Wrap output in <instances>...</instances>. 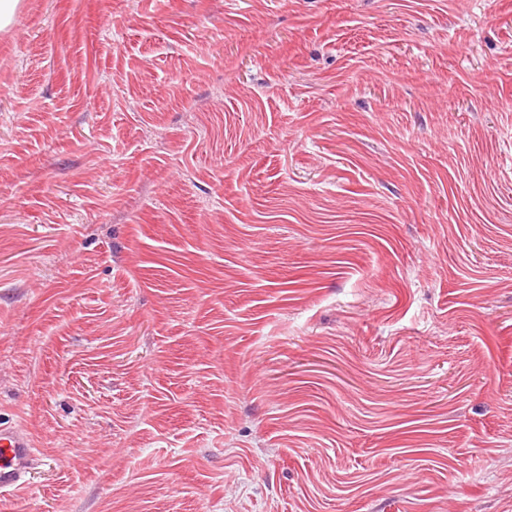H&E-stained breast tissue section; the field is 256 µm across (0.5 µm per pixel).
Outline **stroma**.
Wrapping results in <instances>:
<instances>
[{"label":"stroma","instance_id":"obj_1","mask_svg":"<svg viewBox=\"0 0 512 512\" xmlns=\"http://www.w3.org/2000/svg\"><path fill=\"white\" fill-rule=\"evenodd\" d=\"M0 512H512V0H21ZM37 448L24 426L0 423V494L10 493L26 484L25 477L35 458Z\"/></svg>","mask_w":512,"mask_h":512}]
</instances>
